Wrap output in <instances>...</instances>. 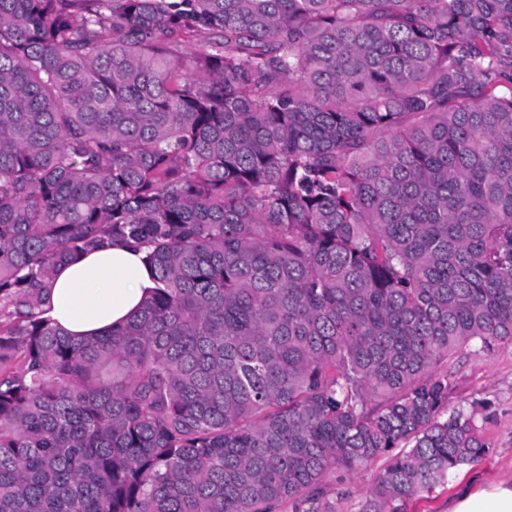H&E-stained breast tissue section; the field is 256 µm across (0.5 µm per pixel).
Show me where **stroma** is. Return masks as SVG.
Here are the masks:
<instances>
[{
    "label": "stroma",
    "mask_w": 512,
    "mask_h": 512,
    "mask_svg": "<svg viewBox=\"0 0 512 512\" xmlns=\"http://www.w3.org/2000/svg\"><path fill=\"white\" fill-rule=\"evenodd\" d=\"M452 383L449 409H469L480 404L477 425L488 446L478 464L454 471L448 481L432 492L406 504L402 512H448V500L462 480L512 481V345L492 351L471 347L441 363ZM386 464L379 457L353 473L333 472L326 479L338 512H369V489Z\"/></svg>",
    "instance_id": "1"
}]
</instances>
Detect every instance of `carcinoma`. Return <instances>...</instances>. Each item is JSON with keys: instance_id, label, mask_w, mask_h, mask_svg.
Returning a JSON list of instances; mask_svg holds the SVG:
<instances>
[{"instance_id": "carcinoma-1", "label": "carcinoma", "mask_w": 512, "mask_h": 512, "mask_svg": "<svg viewBox=\"0 0 512 512\" xmlns=\"http://www.w3.org/2000/svg\"><path fill=\"white\" fill-rule=\"evenodd\" d=\"M149 249L76 341L56 270ZM512 345V0H0V512H337L481 461ZM379 457L354 473L332 472L326 479L330 497L336 498L337 512H369V488L386 464Z\"/></svg>"}]
</instances>
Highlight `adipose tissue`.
Masks as SVG:
<instances>
[{"instance_id": "adipose-tissue-1", "label": "adipose tissue", "mask_w": 512, "mask_h": 512, "mask_svg": "<svg viewBox=\"0 0 512 512\" xmlns=\"http://www.w3.org/2000/svg\"><path fill=\"white\" fill-rule=\"evenodd\" d=\"M146 249L123 245L63 265L51 289V316L72 337L86 339L126 323L154 285ZM448 512H512V482L466 486Z\"/></svg>"}]
</instances>
